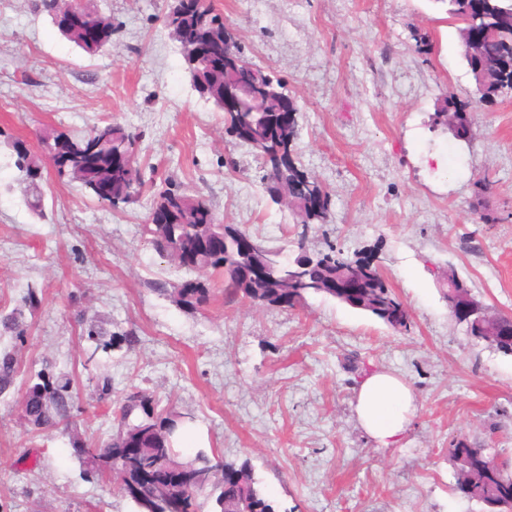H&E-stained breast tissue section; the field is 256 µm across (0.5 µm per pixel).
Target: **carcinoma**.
Returning <instances> with one entry per match:
<instances>
[{"mask_svg": "<svg viewBox=\"0 0 512 512\" xmlns=\"http://www.w3.org/2000/svg\"><path fill=\"white\" fill-rule=\"evenodd\" d=\"M440 2L447 4L449 17L458 22L459 38H464V32L468 28L485 32L479 52L483 62L487 64V71L479 87L478 102L493 103L505 90L512 89V71L508 73L504 67V57L512 55V0H486L484 13L469 22L466 21V0ZM86 23L104 35L103 46L111 44V17L88 10ZM223 34V17L206 4L201 6L199 17L184 18L173 28L186 70L195 87L209 82V73L205 64L192 55L189 47L191 40L210 39L221 47L224 43ZM224 124L252 126L268 154L277 153L284 145L290 151H295L299 126L289 128L288 133L279 138L271 134L275 127V113L271 101L249 105L243 112L226 116ZM92 141L98 145L93 160L86 164L81 161L76 163L78 174L72 175V178L89 190L97 200L115 210L136 202L145 185L137 157L138 135L122 125L107 122L95 127L91 141L84 137L73 138L64 133L49 132L43 139V147L48 152L61 144L72 157L82 158L88 152ZM264 171L267 191H272L271 184L276 182L293 187L289 210L296 217L297 223L303 226L326 223L328 211L313 213L305 207L308 195L324 188V185L307 174L298 157H293L282 168L266 165ZM157 210L168 212L169 221L162 226L149 222L142 225L147 245L176 261L183 255H188L190 263L185 265V269L209 271L224 277V290L229 297H241L255 305L274 306L276 289L288 285V280L296 274L301 276L302 282L299 301H304L309 293H323L334 298L336 294L324 288L326 279L357 261L355 257H345L336 252L331 246L329 252L318 256L314 266L299 272L296 267L283 262L281 250L262 246L251 260L267 266L269 281L253 288L244 285L240 276L244 260L236 242L242 231L228 224L215 223L216 216L205 198L191 197L166 189L154 200L152 211ZM201 224H207L209 230L224 235L227 242L224 250L209 254L196 251L195 239ZM364 292L372 298V310L369 314L386 324L390 323L388 310L402 306V302L382 279L378 284L364 289ZM209 293L207 284L199 281L197 287L185 292L177 287L173 288L172 296L182 308L194 310L207 302ZM14 373L13 359L8 356L1 358L0 390L11 385ZM71 389L72 379L69 377L38 373L37 382L28 387L24 398V417L27 423L44 429L70 424ZM147 400L149 397L140 392L128 394L119 408L116 434L103 446L91 443L83 445L84 455L93 463L87 474L109 470L123 492L126 491L127 476L134 473L140 475L137 496L133 499L135 503L141 499H153L178 505L181 512H202L203 503L199 502V497L205 496L215 499L220 512H232L239 500L258 508V512H275L272 502L256 487L248 462L236 466L246 479L244 487L239 490V497L236 498L224 491L221 479L222 469L230 466V463L211 457L202 450L186 460L193 471V482L183 489H163L164 474L179 460L173 438L192 417L175 412L157 411L152 414L145 409ZM129 437L137 438L143 448V455L135 464L126 461L121 453V448ZM476 476L494 483L502 499L512 500V474L508 473V463L499 462L493 457L476 471Z\"/></svg>", "mask_w": 512, "mask_h": 512, "instance_id": "obj_1", "label": "carcinoma"}]
</instances>
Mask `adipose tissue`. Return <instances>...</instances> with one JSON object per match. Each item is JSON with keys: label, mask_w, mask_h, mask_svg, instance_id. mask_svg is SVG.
Listing matches in <instances>:
<instances>
[{"label": "adipose tissue", "mask_w": 512, "mask_h": 512, "mask_svg": "<svg viewBox=\"0 0 512 512\" xmlns=\"http://www.w3.org/2000/svg\"><path fill=\"white\" fill-rule=\"evenodd\" d=\"M416 410L415 393L400 377L375 369L361 378L355 395L356 417L379 446L399 443Z\"/></svg>", "instance_id": "ef3b65f1"}]
</instances>
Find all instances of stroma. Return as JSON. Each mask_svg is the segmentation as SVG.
<instances>
[{"mask_svg": "<svg viewBox=\"0 0 512 512\" xmlns=\"http://www.w3.org/2000/svg\"><path fill=\"white\" fill-rule=\"evenodd\" d=\"M210 2L246 61L295 99L297 156L331 191L327 223L295 224L252 148L225 133L162 22L175 0H84L116 26L93 56L42 0H0V316L25 328L19 340L0 327V356L17 368L0 392V512H138L112 478L86 476L73 446L108 441L136 391L193 415L187 454L249 462L275 512H484L457 492L449 448L464 438L512 461V356L469 336L444 292L456 274L512 316V93L476 106L468 138L437 123L445 98L475 90L443 0ZM109 121L138 134L146 181L118 211L59 173L41 142ZM171 183L285 260L374 254L408 329L319 293L292 309L230 301L215 274L207 304L180 308L168 289L190 272L141 234ZM92 331L112 347L95 350ZM374 368L418 400L392 448L353 410ZM44 369L73 377V419L36 433L22 409Z\"/></svg>", "mask_w": 512, "mask_h": 512, "instance_id": "stroma-1", "label": "stroma"}]
</instances>
